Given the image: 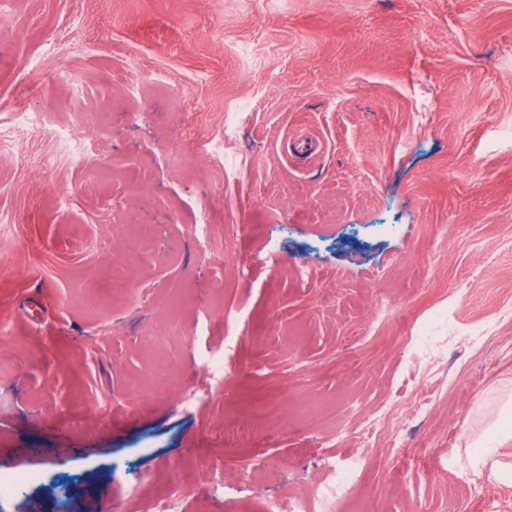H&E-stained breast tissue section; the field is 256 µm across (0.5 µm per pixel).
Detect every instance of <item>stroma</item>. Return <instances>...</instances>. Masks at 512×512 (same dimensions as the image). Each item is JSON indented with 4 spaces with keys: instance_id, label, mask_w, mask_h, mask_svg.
Segmentation results:
<instances>
[{
    "instance_id": "obj_1",
    "label": "stroma",
    "mask_w": 512,
    "mask_h": 512,
    "mask_svg": "<svg viewBox=\"0 0 512 512\" xmlns=\"http://www.w3.org/2000/svg\"><path fill=\"white\" fill-rule=\"evenodd\" d=\"M0 229V512H512V0H0Z\"/></svg>"
}]
</instances>
